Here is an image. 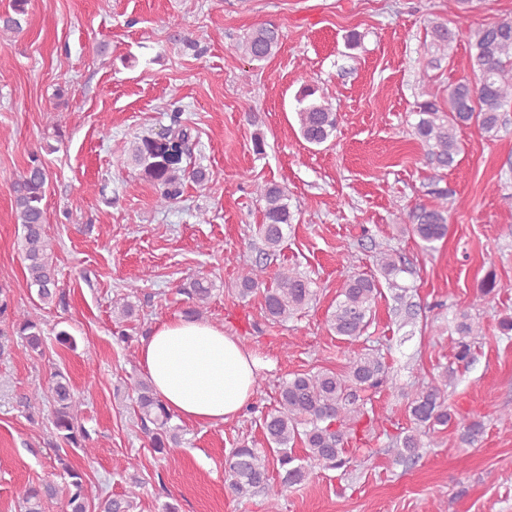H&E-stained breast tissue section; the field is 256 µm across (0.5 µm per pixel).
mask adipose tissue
I'll list each match as a JSON object with an SVG mask.
<instances>
[{"instance_id":"adipose-tissue-1","label":"adipose tissue","mask_w":512,"mask_h":512,"mask_svg":"<svg viewBox=\"0 0 512 512\" xmlns=\"http://www.w3.org/2000/svg\"><path fill=\"white\" fill-rule=\"evenodd\" d=\"M139 364L157 397L182 419L219 425L251 405L261 366L212 323L178 317L156 323L139 346Z\"/></svg>"}]
</instances>
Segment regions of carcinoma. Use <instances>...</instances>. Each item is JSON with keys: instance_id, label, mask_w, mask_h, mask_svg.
<instances>
[{"instance_id": "1", "label": "carcinoma", "mask_w": 512, "mask_h": 512, "mask_svg": "<svg viewBox=\"0 0 512 512\" xmlns=\"http://www.w3.org/2000/svg\"><path fill=\"white\" fill-rule=\"evenodd\" d=\"M29 0H11V10L0 14V37L22 30L28 15ZM432 45L439 56L431 67H439L442 58L455 40V32L444 23L431 26ZM281 45L279 28L272 23L256 26L238 44L237 50L251 62H265ZM470 68L479 82L460 78L448 84V109H443L437 98L416 102L418 121L415 135L425 149L433 169L452 166L461 152L457 131L474 125L487 137H495L503 125L501 112L512 102V17L472 29L468 37ZM318 88L304 86L296 97V114L303 139L313 145L325 143L336 131L337 109L322 96ZM191 130L181 122L180 113L173 115V124L166 129L165 141L145 136L131 143L129 159L140 168L156 186V205L163 207L180 194L184 173L200 189H207L208 177L204 169L188 172L182 167L187 156L186 145ZM49 183L48 172L41 157L30 156L26 168L11 185V194L17 223L23 227L22 250L26 261V280L36 291L43 304L54 302L58 296L56 263L53 244L45 232V199ZM259 200L264 202L262 224L258 234L266 251L276 253L283 244L284 226L292 223L288 193L282 186L264 182L253 183ZM440 203L418 206L408 214L409 224L427 247L448 235V192H437ZM213 284L205 278L191 283L183 293L192 299L188 310L192 317L201 315L208 304ZM260 293L262 307L268 320L280 323L316 299L311 280L294 268H282L271 285L265 286L258 275L250 270L240 275L237 294L245 299ZM137 293V285L129 283L126 292L112 304L118 319L128 321L136 317L135 305L130 297ZM381 293L378 280L372 276L350 272L345 275L336 296V305L327 323L338 339L353 342L367 331L373 316L375 298ZM0 317L11 320L15 333L27 351L42 354L43 330L40 322L25 311L9 308L7 298L0 290ZM454 330L460 336L456 359L464 360L471 354L466 339L478 336L481 327L467 309H459L454 317ZM389 383V371L381 356L363 353L348 361L346 370L338 373L325 368L316 372L295 373L284 381L279 390L277 406L263 417L262 429L267 448L242 445L234 449L225 460L228 487L243 498L257 491L267 499V512H278L277 502L285 488L301 484L312 475L317 465L341 469L350 464L349 440L356 434L364 412L367 391H377ZM130 387L135 394L137 416L147 433L154 451L162 453L181 441V427L171 424L173 413L156 396L150 383L134 379ZM448 373L440 381L421 388L407 401V411L415 427L400 435L388 449L394 460L407 463L420 458L425 448L424 438L438 428L448 427L452 415L447 403ZM47 401L52 411L53 424L62 441L71 448L86 453L88 433L79 423L82 401L74 391L69 377L56 371L51 376ZM483 422L475 419L459 435L460 443L472 447L483 435ZM301 445L304 455L295 453ZM62 462L68 477L67 512H87L91 497L86 474ZM276 464L279 478L270 476L269 465ZM130 486L121 495L107 497L98 502V512H133L134 500L143 487L136 476L129 477ZM53 495L49 485H25L17 492L24 512H43V499Z\"/></svg>"}]
</instances>
